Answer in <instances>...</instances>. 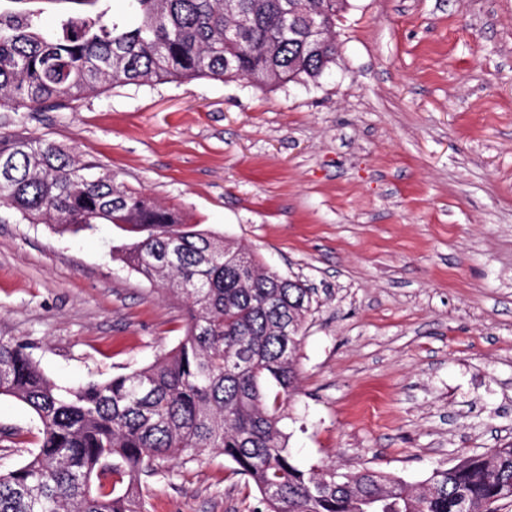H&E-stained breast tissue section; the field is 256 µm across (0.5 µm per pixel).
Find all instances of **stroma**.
<instances>
[{
  "mask_svg": "<svg viewBox=\"0 0 512 512\" xmlns=\"http://www.w3.org/2000/svg\"><path fill=\"white\" fill-rule=\"evenodd\" d=\"M318 82L208 78L0 112L117 174L186 223L313 288L280 427L308 468L411 484L512 442V0H348ZM79 236L0 205V338L56 384L154 363L184 303ZM39 422L0 397V467ZM222 454L172 462L148 512H260Z\"/></svg>",
  "mask_w": 512,
  "mask_h": 512,
  "instance_id": "1",
  "label": "stroma"
}]
</instances>
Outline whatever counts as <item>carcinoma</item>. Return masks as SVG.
I'll use <instances>...</instances> for the list:
<instances>
[{"label": "carcinoma", "instance_id": "obj_1", "mask_svg": "<svg viewBox=\"0 0 512 512\" xmlns=\"http://www.w3.org/2000/svg\"><path fill=\"white\" fill-rule=\"evenodd\" d=\"M319 13L330 37L312 48L288 31V4ZM51 31L35 9H0V108H67L106 86L243 78L272 89L318 81L336 59V8L347 0H65ZM52 141L0 136V202L77 235L113 224L134 236L120 260L186 305L185 335L129 374L61 387L15 339H0V397L28 406L36 450L0 469V512H144L149 480L173 461L216 451L266 512H497L512 500V443L462 458L414 488L381 472L297 466L280 428L295 390L294 354L313 289L253 261L243 279L224 240Z\"/></svg>", "mask_w": 512, "mask_h": 512}]
</instances>
